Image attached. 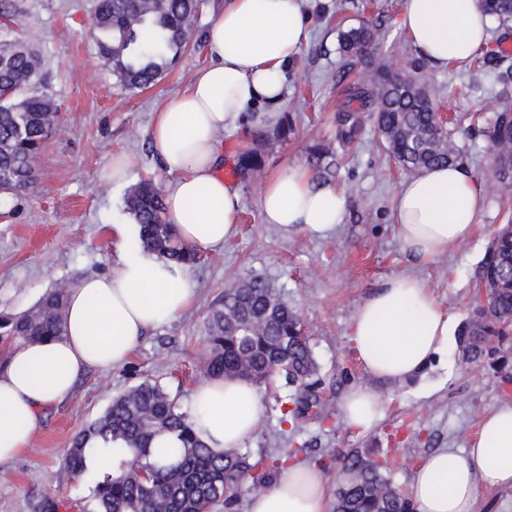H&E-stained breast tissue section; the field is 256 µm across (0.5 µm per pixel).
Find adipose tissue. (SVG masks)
<instances>
[{
	"mask_svg": "<svg viewBox=\"0 0 512 512\" xmlns=\"http://www.w3.org/2000/svg\"><path fill=\"white\" fill-rule=\"evenodd\" d=\"M304 0H227L207 35L215 62L199 68L189 86L165 100L148 130L152 150L173 180L166 219L179 235L208 249L238 233L240 194L219 175V136L254 112L255 125L280 121L288 93L285 70L307 39ZM414 49L432 67L468 62L488 40L479 0H404L399 18ZM346 199L315 185L293 165L266 180L262 220L322 234L342 223ZM485 194L464 166H438L403 180L393 215L404 245L421 259L466 242ZM188 267L140 247L118 244L113 268L70 288L62 336L14 347L0 369V469L10 467L41 426L51 405L71 399L92 369L125 363L152 328L184 315L196 302ZM452 321L422 278L394 277L357 307L349 340L372 376L405 382L447 355ZM345 423L366 431L383 415L380 395L367 386L344 394ZM262 414L258 389L237 379L212 380L192 395V422L211 448H240ZM512 490V404L484 414L467 447L442 448L416 469V512H479V488ZM246 512H330L329 483L315 464H288L273 486L251 495Z\"/></svg>",
	"mask_w": 512,
	"mask_h": 512,
	"instance_id": "adipose-tissue-1",
	"label": "adipose tissue"
}]
</instances>
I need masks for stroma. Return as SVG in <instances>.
Listing matches in <instances>:
<instances>
[{
	"label": "stroma",
	"mask_w": 512,
	"mask_h": 512,
	"mask_svg": "<svg viewBox=\"0 0 512 512\" xmlns=\"http://www.w3.org/2000/svg\"><path fill=\"white\" fill-rule=\"evenodd\" d=\"M226 0H205L180 62L150 88L130 93L118 86L100 63L91 40L93 0H0V28L30 44L47 62L52 93L61 106L59 126L37 158V182L0 206V312L16 314L32 307L58 282L77 283L91 273L108 272L115 248L105 229L128 224L124 208L130 185L170 176L154 156L148 137L155 112L165 98L184 91L194 70L209 62L206 35L212 17ZM403 0H306L309 34L287 71L288 96L283 112L293 113L296 127L287 139L261 143L248 123L220 136L222 177L240 186L239 232L224 247L206 249L193 267L196 303L174 322L151 329L126 362L109 371L93 370L78 382L74 397L48 408L31 447L13 465L0 470V512H33L44 494L74 498L85 485L65 461L73 436L100 415L114 396L143 379L163 378L181 388L183 402L202 382L200 326L208 306L226 283L261 273L284 285L288 301L301 313L312 334L322 368V392L340 407L353 386L375 389L385 403L383 419L371 430L349 428L343 418L334 426L309 424L292 435L280 420L272 393L262 392L263 418L246 448L271 454L296 441L299 461L313 463L354 449H377L393 459L392 475L410 487L416 468L440 448L466 447L481 416L495 405L512 402L506 385L489 367L461 361L449 344L447 361H433L407 383L381 382L358 362L349 342L357 306L384 281L414 275L427 281L454 325H461L478 305V267L493 235L512 221V200L500 197L489 175L487 141L468 134L485 126L482 102L499 96L512 104V83L500 84L494 72L475 63L438 70L422 59L399 26ZM381 19L388 64L405 71L420 68L431 83L439 111L460 127L455 137L464 164L481 183L486 206L470 239L428 261L412 256L401 242L393 216V198L406 174L385 152L373 128L342 160L333 187L343 191L342 224L319 236L299 228L263 223L259 200L263 178L240 175L238 152L262 148L266 175L291 165H307L314 144L334 141L335 113L346 88L362 83L366 71L348 63L338 50L339 28ZM344 71L343 82L333 79ZM132 159L128 181L103 179L112 156Z\"/></svg>",
	"instance_id": "stroma-1"
}]
</instances>
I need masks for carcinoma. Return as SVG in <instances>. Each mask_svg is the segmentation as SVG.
Listing matches in <instances>:
<instances>
[{
    "instance_id": "cac0c4a2",
    "label": "carcinoma",
    "mask_w": 512,
    "mask_h": 512,
    "mask_svg": "<svg viewBox=\"0 0 512 512\" xmlns=\"http://www.w3.org/2000/svg\"><path fill=\"white\" fill-rule=\"evenodd\" d=\"M203 0H95L91 38L102 65L123 88L150 87L187 51L191 27ZM483 11L512 18V0H481ZM342 56L361 63L367 78L347 88L346 104L336 113V140L347 147L365 122L373 124L389 156L409 174L428 166L461 161L454 134L437 120V106L427 85L411 72L391 70L380 53L382 23L369 21L338 30ZM484 62L498 78L512 81V64L494 51ZM493 113L483 131L493 158L492 175L501 196L512 197V106L495 98L482 103ZM59 108L50 92L49 72L27 44L0 31V198L27 191L32 168ZM342 156L326 146L311 154L316 177H335ZM240 173L259 178L264 157L255 149L240 152ZM125 210L139 226L136 243L159 257L190 268L201 261L198 247L182 240L165 218L164 191L144 180L129 191ZM478 278L486 297L459 336L467 364L487 362L504 378L512 372V226L504 225L488 247ZM68 284L50 287L29 310L0 315V364L10 350L29 340L56 338L65 328ZM200 373L206 379L230 376L257 387L283 381L276 397L282 417L299 432L311 420L331 415L320 396L321 367L299 311L283 287L251 274L224 287L203 321ZM191 407L159 379H145L112 398L111 404L73 438L66 455L68 470L93 481L89 495L62 501L41 497L35 512H240L244 492L267 489L297 451L280 448L276 457H257L241 448L216 452L196 435ZM173 435L179 448H155ZM102 442L89 448L90 440ZM342 478L332 512H414L410 494L392 478L386 459L353 450L338 458Z\"/></svg>"
}]
</instances>
